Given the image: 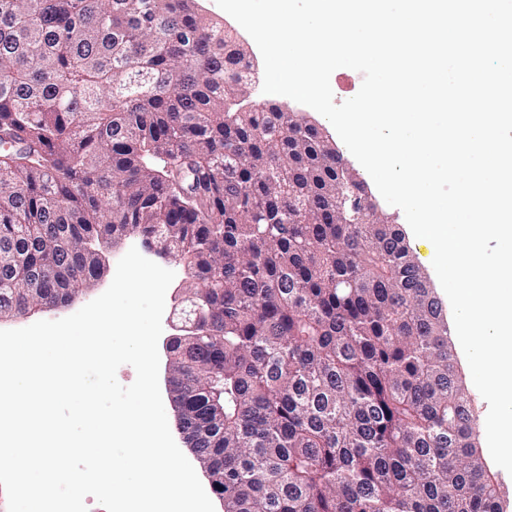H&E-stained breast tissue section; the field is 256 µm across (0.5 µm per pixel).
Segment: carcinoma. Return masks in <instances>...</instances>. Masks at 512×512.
<instances>
[{"mask_svg": "<svg viewBox=\"0 0 512 512\" xmlns=\"http://www.w3.org/2000/svg\"><path fill=\"white\" fill-rule=\"evenodd\" d=\"M245 60L194 0H0V318L138 236L188 274L172 401L224 512H501L403 230L340 221L336 145L243 109Z\"/></svg>", "mask_w": 512, "mask_h": 512, "instance_id": "carcinoma-1", "label": "carcinoma"}]
</instances>
